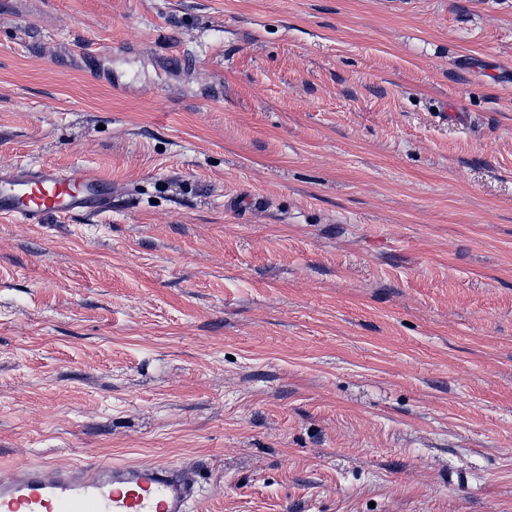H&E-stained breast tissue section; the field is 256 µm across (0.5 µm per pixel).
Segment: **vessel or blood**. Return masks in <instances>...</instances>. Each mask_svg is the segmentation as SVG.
Wrapping results in <instances>:
<instances>
[{"label":"vessel or blood","mask_w":512,"mask_h":512,"mask_svg":"<svg viewBox=\"0 0 512 512\" xmlns=\"http://www.w3.org/2000/svg\"><path fill=\"white\" fill-rule=\"evenodd\" d=\"M105 178L45 166L0 175V216L22 224L92 215L110 205ZM197 488L182 468L161 462L88 459L71 469L41 462L0 480V512H189Z\"/></svg>","instance_id":"b4317fda"}]
</instances>
